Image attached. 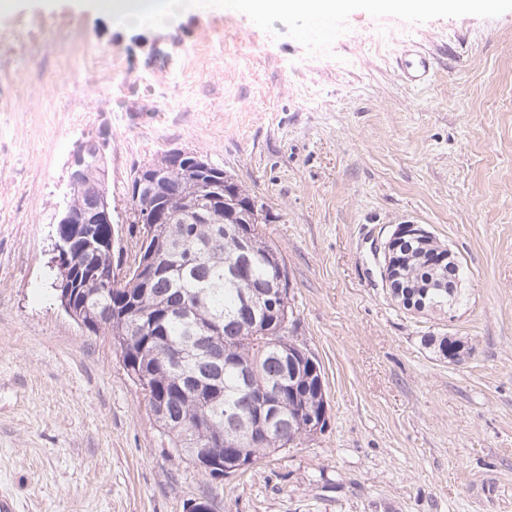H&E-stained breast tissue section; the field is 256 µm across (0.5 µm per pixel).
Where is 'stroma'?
<instances>
[{
  "instance_id": "stroma-1",
  "label": "stroma",
  "mask_w": 512,
  "mask_h": 512,
  "mask_svg": "<svg viewBox=\"0 0 512 512\" xmlns=\"http://www.w3.org/2000/svg\"><path fill=\"white\" fill-rule=\"evenodd\" d=\"M112 2L0 8V494L16 512H512V0H352L328 32L233 0L127 29ZM410 41L436 57L422 87L397 65ZM98 131L124 252L127 186L164 152L262 204L293 336L324 370L325 431L213 480L172 452L109 336L61 308L67 162ZM403 223L463 267L452 321L384 290L375 248ZM444 333L468 341L464 364L425 347Z\"/></svg>"
}]
</instances>
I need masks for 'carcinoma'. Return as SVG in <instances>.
I'll list each match as a JSON object with an SVG mask.
<instances>
[{
    "instance_id": "1",
    "label": "carcinoma",
    "mask_w": 512,
    "mask_h": 512,
    "mask_svg": "<svg viewBox=\"0 0 512 512\" xmlns=\"http://www.w3.org/2000/svg\"><path fill=\"white\" fill-rule=\"evenodd\" d=\"M85 151L84 184L68 200L78 218L93 212L108 178L95 145L86 144ZM191 160L188 155L168 171L163 209L179 211L199 193L187 174ZM226 190L224 212L209 224L142 225L156 244L152 274L133 273L110 285L102 275L111 270L112 254L86 249L78 256L76 277L84 316L111 336L149 411L165 406L154 420L170 447L191 461L196 445L212 442L209 454L227 470L241 454L256 460L279 450L285 434L301 437L300 422L314 407L323 374L320 364L298 352L300 343L287 329L265 344L257 342L259 327L273 322L287 300L276 290L285 265L258 232L260 221L251 210L255 199L235 181ZM404 248L415 257L403 288L408 300L448 308V292L433 287L421 294L428 284L448 279V263H440L438 254L419 258L413 240ZM422 340L441 359L458 345L446 334ZM246 366L252 367L248 381L242 376ZM290 381L295 396L285 397L266 434L259 428L254 395ZM228 426L240 440L227 447L213 442Z\"/></svg>"
}]
</instances>
